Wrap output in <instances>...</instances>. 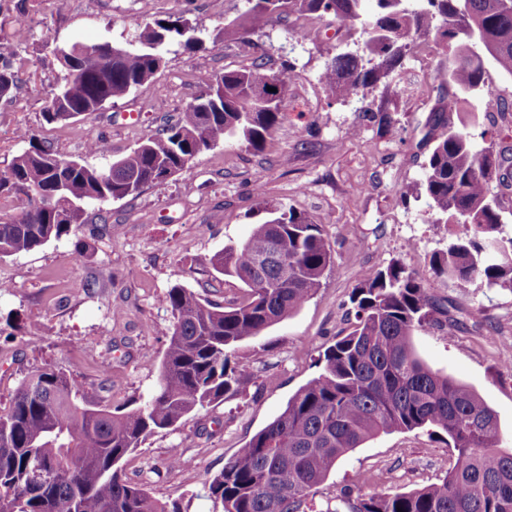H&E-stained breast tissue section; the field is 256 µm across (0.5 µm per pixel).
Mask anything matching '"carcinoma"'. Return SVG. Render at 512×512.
<instances>
[{"label": "carcinoma", "instance_id": "carcinoma-1", "mask_svg": "<svg viewBox=\"0 0 512 512\" xmlns=\"http://www.w3.org/2000/svg\"><path fill=\"white\" fill-rule=\"evenodd\" d=\"M247 0L232 26L242 39L272 19L329 15L338 28L360 24L359 50L339 51L321 75L336 98L355 96L401 65L407 52L429 41L453 62L437 75L433 112H455L460 125L442 120L422 163L418 191L434 224H468L472 235L435 252L438 277L512 289V238L496 235L499 193L512 189V148L475 143V110L507 112L486 89L485 61L512 75V0ZM189 19L146 23L131 47L115 45L105 65L81 58L82 46L60 50L74 61L62 77L55 110L44 120L68 121L96 112L153 78L164 47L187 50L200 39ZM23 83L16 54L0 50V101ZM273 91H267V88ZM289 75L264 63L228 71L206 88L176 122L166 124L106 168L34 142L17 155L0 188L25 194L14 217L0 209V258L40 248L86 223V206L139 194L190 168L198 154L241 137L256 152L278 123ZM497 178L499 192L491 191ZM265 218L250 236L210 258L213 268L239 280L242 297L215 304L181 286L160 302L173 321L157 391L124 413L89 401L66 372L44 366L28 373L8 409L0 411V512H177L129 478L125 456L158 429L195 409L238 394L250 379L237 349L297 311L321 287L334 265L318 225L283 204L261 203ZM426 288L398 262L355 288L345 318L353 330L321 355L322 372L288 401L207 482V496L223 512H305L314 489L337 462L381 433L433 427L447 434L455 460L439 484L413 492L368 497L343 494L325 512H512V449H502L496 411L474 390L431 370L418 356L414 333L434 323Z\"/></svg>", "mask_w": 512, "mask_h": 512}]
</instances>
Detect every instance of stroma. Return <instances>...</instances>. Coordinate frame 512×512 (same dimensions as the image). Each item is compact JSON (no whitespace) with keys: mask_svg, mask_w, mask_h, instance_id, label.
Wrapping results in <instances>:
<instances>
[{"mask_svg":"<svg viewBox=\"0 0 512 512\" xmlns=\"http://www.w3.org/2000/svg\"><path fill=\"white\" fill-rule=\"evenodd\" d=\"M15 0H0V46L17 53L27 81L13 101H0V171L22 153L17 132L29 130L68 156L84 155L89 133L104 134L108 157L135 148L164 120L176 119L204 84L257 62L289 69L288 98L262 152L240 139L197 155L189 174L148 187L138 197L87 209V223L39 249L0 258V409L31 369L52 365L76 378L87 398L112 410L139 407L157 389L171 314L160 296L180 285L217 302L242 295L238 281L216 273L209 259L244 241L261 201L284 203L309 216L329 242L336 266L298 311L243 342L238 353L254 374L243 393L193 411L149 436L124 461L126 474L178 512H222L205 484L225 462L319 373L318 358L347 329L354 289L389 262L402 264L456 325H431L413 337L433 370L472 386L494 408L512 448V290L481 277H436L431 255L466 237L463 224L429 222L422 180V140L434 122L436 76L448 66L438 45L407 53L391 75L348 99L329 98L320 76L336 53L331 17L290 15L241 40L225 25L246 0H36L25 26ZM188 18L203 41L177 49L168 64L127 96L65 123L42 109L61 82L58 48L109 41L126 44L145 23ZM307 27V39L295 32ZM135 111V122L122 115ZM89 251L75 262L76 243ZM180 455L188 464L169 465ZM454 451L431 428L393 431L343 457L313 497L314 508L344 489L357 495L410 492L440 483Z\"/></svg>","mask_w":512,"mask_h":512,"instance_id":"35a3bbf8","label":"stroma"}]
</instances>
